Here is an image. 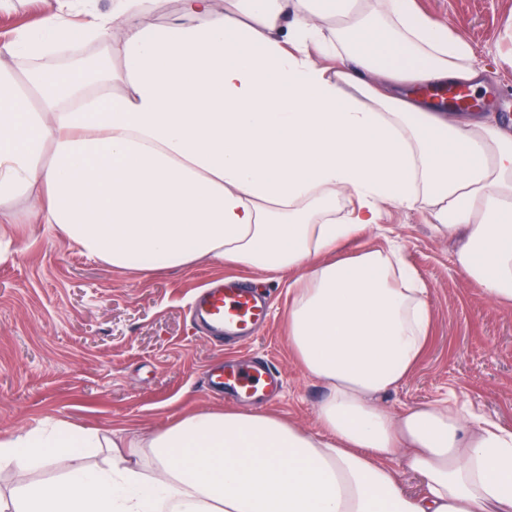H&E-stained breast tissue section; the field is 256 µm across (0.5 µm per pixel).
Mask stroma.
I'll list each match as a JSON object with an SVG mask.
<instances>
[{
  "instance_id": "stroma-1",
  "label": "stroma",
  "mask_w": 512,
  "mask_h": 512,
  "mask_svg": "<svg viewBox=\"0 0 512 512\" xmlns=\"http://www.w3.org/2000/svg\"><path fill=\"white\" fill-rule=\"evenodd\" d=\"M418 8L491 62L512 55V0H416ZM404 247L428 290L432 326L414 372L384 405L394 411L452 393L473 410L512 424V308L486 298L453 263L454 238L435 234L418 209L388 207L348 252ZM0 261V435L64 419L105 432L160 430L177 416L226 408L205 389L206 370L265 358L282 387L268 407L317 426L319 382L288 348L286 281L246 267L200 264L147 279L86 256L52 226L20 224L3 236ZM238 277L272 304L245 343L213 345L191 316L209 283Z\"/></svg>"
}]
</instances>
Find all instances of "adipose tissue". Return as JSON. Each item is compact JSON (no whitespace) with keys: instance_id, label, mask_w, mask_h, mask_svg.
<instances>
[{"instance_id":"1","label":"adipose tissue","mask_w":512,"mask_h":512,"mask_svg":"<svg viewBox=\"0 0 512 512\" xmlns=\"http://www.w3.org/2000/svg\"><path fill=\"white\" fill-rule=\"evenodd\" d=\"M155 3L55 0L0 45L31 63L0 64V224L51 225L146 276L201 262L287 276L288 346L324 388L317 426L233 408L146 436L53 421L0 437V467L59 472L19 484L12 512H512V426L445 400L381 403L431 322L400 247L340 255L385 206L418 208L458 237L455 268L512 304V128L411 91L482 88L471 45L414 0H177L145 23ZM115 30L91 75L53 68L74 37ZM103 448L106 466L86 464Z\"/></svg>"}]
</instances>
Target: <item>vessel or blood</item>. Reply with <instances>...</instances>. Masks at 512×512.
<instances>
[{"instance_id": "1", "label": "vessel or blood", "mask_w": 512, "mask_h": 512, "mask_svg": "<svg viewBox=\"0 0 512 512\" xmlns=\"http://www.w3.org/2000/svg\"><path fill=\"white\" fill-rule=\"evenodd\" d=\"M430 94L440 105L452 109L468 108V96L461 88L437 86ZM269 312L266 301L246 287L212 288L197 304V313L204 321L210 337L217 342L225 336H249L265 322ZM208 385L214 389H229L239 399L259 400L278 383L270 367L228 363L224 368L207 372Z\"/></svg>"}]
</instances>
